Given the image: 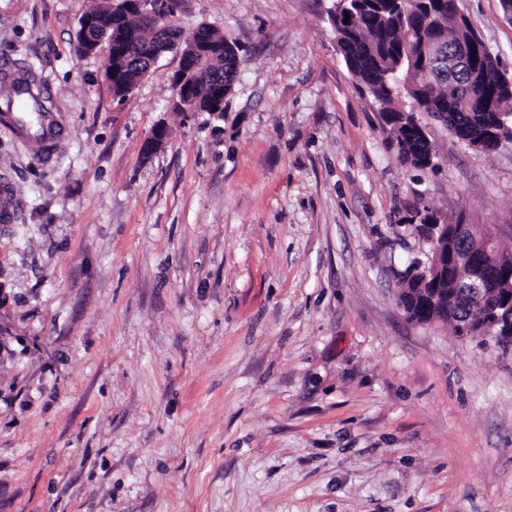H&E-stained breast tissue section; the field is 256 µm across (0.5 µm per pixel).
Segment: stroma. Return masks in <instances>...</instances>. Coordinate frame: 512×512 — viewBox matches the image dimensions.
<instances>
[{
  "instance_id": "obj_1",
  "label": "stroma",
  "mask_w": 512,
  "mask_h": 512,
  "mask_svg": "<svg viewBox=\"0 0 512 512\" xmlns=\"http://www.w3.org/2000/svg\"><path fill=\"white\" fill-rule=\"evenodd\" d=\"M104 2L0 0V100L30 67L65 127L0 124V512H512V348L401 305L422 212L512 251V142L420 112L405 162L333 0H176L237 49L223 113L172 53L117 104L73 51ZM462 9L512 73L501 0Z\"/></svg>"
}]
</instances>
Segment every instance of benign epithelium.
I'll list each match as a JSON object with an SVG mask.
<instances>
[{"instance_id":"7a95c632","label":"benign epithelium","mask_w":512,"mask_h":512,"mask_svg":"<svg viewBox=\"0 0 512 512\" xmlns=\"http://www.w3.org/2000/svg\"><path fill=\"white\" fill-rule=\"evenodd\" d=\"M117 5L121 15L139 19L140 28L135 30V36L152 43L151 64H156L165 53L179 55L181 66L173 76L175 108L182 112H224V79L202 71L203 62L224 52V46L199 26L196 39L183 47L182 39L177 36L174 0H118ZM101 27L99 15L84 13L78 21V42L94 50L104 43L112 45L110 39L91 38ZM476 106L485 112H495L497 97L481 94L475 99L471 90H465L458 111L470 112ZM166 137V125L156 124L145 141L144 153L153 152ZM429 234L434 249L431 266L420 273L427 287L418 290V295L413 297V304L420 305L415 320L424 323L453 315L454 309L443 300L441 289L432 288L430 284L453 275L464 264L468 274L466 279L457 281L456 289L461 301L467 303V314L457 322L460 336H490L501 342L512 341V293L504 288V284L512 280V258L499 251L492 228L437 221Z\"/></svg>"}]
</instances>
